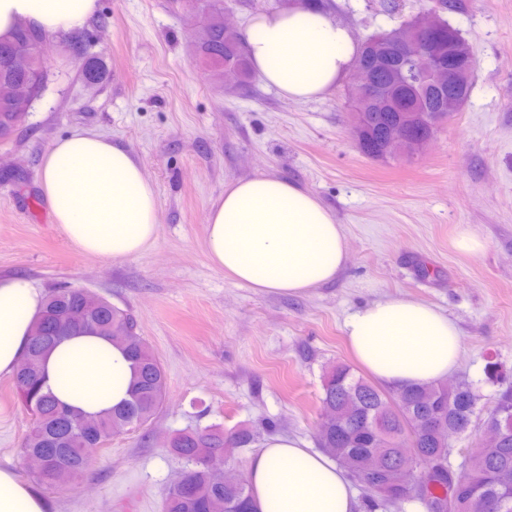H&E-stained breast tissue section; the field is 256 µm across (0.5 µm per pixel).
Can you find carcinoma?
<instances>
[{
	"label": "carcinoma",
	"mask_w": 512,
	"mask_h": 512,
	"mask_svg": "<svg viewBox=\"0 0 512 512\" xmlns=\"http://www.w3.org/2000/svg\"><path fill=\"white\" fill-rule=\"evenodd\" d=\"M188 9L199 6L205 18L219 15L224 0H182ZM45 35L19 27L7 40L0 39V135L11 136L25 120L28 106L14 98L10 87L28 82L35 94L44 90L48 72L39 56L38 45ZM195 60L204 65L215 81L223 80L219 65L226 63L239 69L237 76L250 75L248 55L234 33L213 28L202 43L194 47ZM394 97L392 112H375L366 130V147L362 153L377 158L375 150L386 126L397 112L416 106L429 117L430 135H435L441 118L435 116L440 94L430 86H400ZM90 333L112 338L131 362L133 380L129 398L118 407L87 415L58 402L44 391V361L47 354L65 336ZM13 381L23 406L32 416V426L25 437L26 451L40 462L31 473L40 482L62 487L81 475L91 465L85 448L95 441L107 444L112 431L127 430L148 424L163 404L166 395L164 368L145 338L137 331L134 318L108 299L84 288L64 286L53 289L35 321L24 360L18 364ZM482 396L466 382L448 387V382L405 390L384 389L353 374L349 366L338 364L323 377L321 412L329 418L318 443L329 456L351 457L354 482L369 487L390 476L400 453L399 441L409 440L415 448L416 464L448 457L449 443L444 436H433L421 429L430 414L440 411L448 419V433L456 434L475 416ZM491 416L497 418L505 442L497 448H485L464 458L478 472V480L469 486L456 487V503H468L463 512H512V391L500 393ZM255 434L246 427L226 431L219 425L203 430L184 431L171 440L169 448L185 460L188 487L170 489L163 500V512H251L247 484L224 482V475L213 468L212 459L221 455L226 445L246 447ZM451 482L446 470L425 471L416 499L426 512H457L448 505ZM402 498L388 503L374 493L365 499L366 512H402Z\"/></svg>",
	"instance_id": "1"
}]
</instances>
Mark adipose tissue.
Returning a JSON list of instances; mask_svg holds the SVG:
<instances>
[{
	"label": "adipose tissue",
	"instance_id": "obj_1",
	"mask_svg": "<svg viewBox=\"0 0 512 512\" xmlns=\"http://www.w3.org/2000/svg\"><path fill=\"white\" fill-rule=\"evenodd\" d=\"M335 4L254 14L243 33L253 71L288 100L315 99L355 63L352 30ZM97 0H0V38L19 25L56 34L83 28ZM39 181L56 224L74 249L105 262L154 247L156 194L125 147L93 131L56 140ZM206 255L216 268L259 292L300 295L332 281L346 261V236L320 199L275 175L238 179L211 205ZM46 297L28 281L0 278V374L16 369ZM356 359L394 389L444 379L456 365L455 323L419 300L386 299L345 321ZM132 380L123 352L103 336L61 340L46 360V388L88 414L124 402ZM253 512H357L348 472L295 438L270 437L248 462ZM0 512H49L47 500L0 466Z\"/></svg>",
	"mask_w": 512,
	"mask_h": 512
}]
</instances>
